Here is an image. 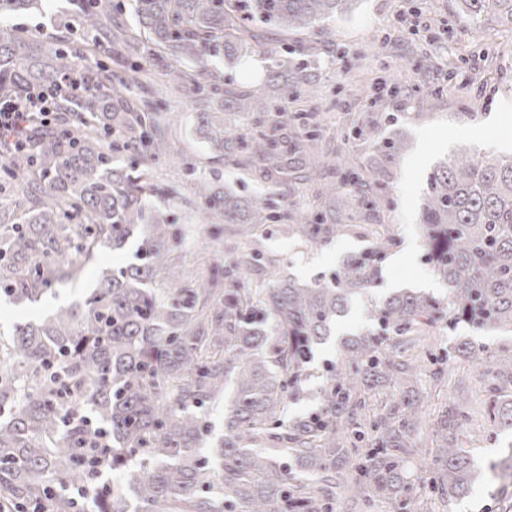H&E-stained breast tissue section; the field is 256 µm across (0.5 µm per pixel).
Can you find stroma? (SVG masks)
<instances>
[{"label": "stroma", "instance_id": "stroma-1", "mask_svg": "<svg viewBox=\"0 0 512 512\" xmlns=\"http://www.w3.org/2000/svg\"><path fill=\"white\" fill-rule=\"evenodd\" d=\"M323 49L313 65L316 81L297 105L306 110L352 113L376 123L382 136L399 134L407 144L394 173L387 212L372 211L371 222L395 226L397 245L389 250L381 281L369 294L353 299L345 323L318 353L319 360L337 359L339 339L367 324L372 303L397 288L430 287L446 297L448 289L424 261L425 247L417 228L426 180L440 160L460 145L487 155L512 154V28L501 21L474 24L461 17L458 0H355L350 13L326 20L313 31ZM166 134L169 157L157 162L146 183V202L182 231L179 255L191 279L211 277L235 247L228 232L201 223L195 179L206 178L255 200L288 195L300 205L313 201V190H295L266 181L250 168L217 156L197 131L198 119L185 99L168 105ZM368 243L353 228L323 246L291 237L285 223L265 226L256 245L263 256L276 258L280 271L302 280L328 277L348 253ZM122 255L103 251L97 262L121 263ZM80 277L58 285L39 305H18L0 298V331L15 321L51 313L58 306L82 300L94 282L96 264ZM436 345L470 340L490 349L512 348V330L484 332L461 323L434 331ZM473 455L483 469L468 498L435 501L433 512H501L512 503V482L492 477L487 465L512 444V431L487 438L488 423L475 414Z\"/></svg>", "mask_w": 512, "mask_h": 512}]
</instances>
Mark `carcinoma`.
Here are the masks:
<instances>
[{
  "mask_svg": "<svg viewBox=\"0 0 512 512\" xmlns=\"http://www.w3.org/2000/svg\"><path fill=\"white\" fill-rule=\"evenodd\" d=\"M136 25L122 0H83L74 23L86 39L50 41L0 24V101L49 94L46 125L30 124L25 147L0 163V292L33 304L103 250L129 247L132 261L103 266L80 304L60 307L0 334V512H73L67 486L97 477L96 453L128 485L96 493L93 512H333L336 497L361 512H426L437 497L469 496L478 467L463 447L471 407L464 396L437 417L434 464L415 475L409 458L423 422V371L412 350L440 323L483 331L512 328V156L460 151L427 178L418 230L425 260L448 288L440 298L398 288L367 311L384 332L341 339L337 363L314 365L351 299L373 288L396 243L391 224H368L369 244L346 255L329 280L301 282L267 261L269 279L250 283L256 251L235 254L222 274L191 288L175 265L177 236L144 201L145 168L168 156L165 106L190 100L201 126L209 113L240 112L246 131L222 130L217 147L274 183H320L316 202L279 212L244 195L194 183L205 224L240 237L288 221V232L322 245L382 204L403 141L376 143L364 170L338 156L310 163L322 112L290 108L314 83L310 61L321 21L354 0H134ZM42 0H0V21L40 10ZM465 19L507 18L512 0H461ZM69 18L63 26L69 28ZM278 33L280 47L268 32ZM254 55L272 67L240 94L224 70ZM147 88L150 96L139 94ZM135 155L139 173L121 163ZM167 276L163 297L148 288ZM469 341L435 361L472 360L483 379L485 415L512 430V350L486 357ZM321 379L319 407L291 414ZM233 381L224 436L204 447L207 405ZM396 387L381 410L373 401Z\"/></svg>",
  "mask_w": 512,
  "mask_h": 512,
  "instance_id": "obj_1",
  "label": "carcinoma"
}]
</instances>
